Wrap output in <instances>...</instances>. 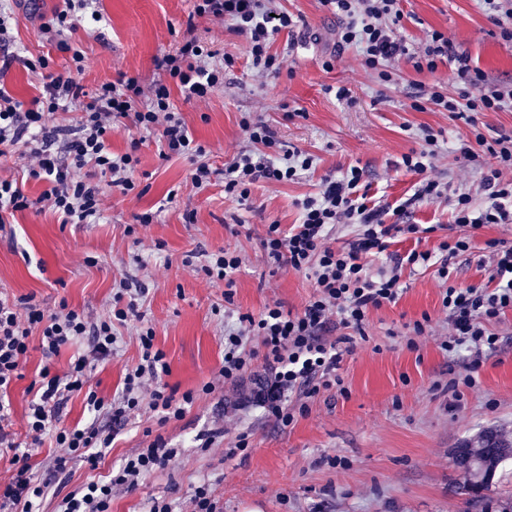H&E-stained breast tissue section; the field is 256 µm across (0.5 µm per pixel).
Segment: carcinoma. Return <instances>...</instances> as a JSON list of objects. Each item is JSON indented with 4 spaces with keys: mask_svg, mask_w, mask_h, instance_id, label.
I'll return each instance as SVG.
<instances>
[{
    "mask_svg": "<svg viewBox=\"0 0 512 512\" xmlns=\"http://www.w3.org/2000/svg\"><path fill=\"white\" fill-rule=\"evenodd\" d=\"M454 467L469 476L464 494L481 505L482 512H512V494H495L499 466L512 460V437L492 425L473 439L463 440L450 450Z\"/></svg>",
    "mask_w": 512,
    "mask_h": 512,
    "instance_id": "carcinoma-1",
    "label": "carcinoma"
}]
</instances>
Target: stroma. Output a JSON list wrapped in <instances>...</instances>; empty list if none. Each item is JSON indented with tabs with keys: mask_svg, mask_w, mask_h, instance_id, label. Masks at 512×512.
<instances>
[{
	"mask_svg": "<svg viewBox=\"0 0 512 512\" xmlns=\"http://www.w3.org/2000/svg\"><path fill=\"white\" fill-rule=\"evenodd\" d=\"M275 5L301 22L295 37L276 36L272 50L282 66L268 77L251 70L247 41L228 24L189 21L192 0H94L91 16L71 35L85 56L82 82L90 90L122 73L152 79L157 59L174 52L187 36L212 44L234 59L223 85L202 101L187 102L179 91L171 93L204 145L206 162L220 169L236 155L246 140L240 120L248 116L314 154L317 164L299 182L255 185L242 206L225 197L223 183L204 191L193 187L192 161L161 159L150 137L140 150V180L148 192L140 198L106 192L102 223L63 225L52 211L32 208L16 212L0 230V292L10 297L32 295L51 309L64 301L94 321L106 315L114 281L135 279L145 290L142 310L155 329V344L170 364L169 387L179 395L196 394L182 419L161 425L148 412L131 417L93 470L78 461L66 475H54L59 450L44 438L30 460L38 478L51 487L39 512H54L57 492L105 479L151 434L162 435L179 453L166 470L135 488H114L112 512H147L155 498L168 500L173 512H192L194 489L203 482L224 512H467L451 448L487 424L512 436V312L502 326L499 348L481 359L477 386L449 387L462 364L439 346L448 327L440 309L441 283L430 269L404 273L407 290L398 303L370 312L369 341L357 345L340 370L348 396L320 393L295 425L281 428L257 406L242 405L264 374L259 367L240 383L201 394L224 358V285L200 272L206 255L224 248L241 254L234 311L256 314L276 301L300 310L312 283L285 269L270 273L259 246L266 224L287 228L298 223L297 200L313 193L322 177L352 165L365 170L369 196L393 209L412 194L416 181L395 166L415 146L407 127L441 129L451 141L466 130L450 113L409 107L415 83L452 86L448 67L430 74L404 63L394 84L379 86L355 49L336 52L340 21L319 0H275ZM400 7L410 41L424 40L432 29L446 31L491 78L512 81V43L499 37L478 0H401ZM13 12V51L38 57L43 52L39 17L18 4ZM329 56L334 62L327 71L322 63ZM336 86L348 88L350 100H336ZM171 191L176 194L172 200L167 197ZM154 205L160 208L155 223L127 234L133 213ZM410 221L442 224L446 231L419 241L397 239L393 250H433L442 235L457 232L451 206L444 202L417 206ZM490 239L512 244V224L475 231L472 250L455 260L457 284H488ZM159 240L165 250H155ZM138 255L143 258L139 264L134 261ZM424 314L430 315L434 333L419 337L416 348H408L403 337L389 336V329ZM137 328L134 321L119 327L117 353L92 372L90 384L100 396L118 393L126 367L137 363ZM43 363L40 349H32L24 380L9 392L12 430L21 441L26 438L27 388ZM240 425L251 431V448L247 455L225 460L218 433ZM208 437L212 447L201 449ZM335 457L347 460V468L333 467Z\"/></svg>",
	"mask_w": 512,
	"mask_h": 512,
	"instance_id": "obj_1",
	"label": "stroma"
}]
</instances>
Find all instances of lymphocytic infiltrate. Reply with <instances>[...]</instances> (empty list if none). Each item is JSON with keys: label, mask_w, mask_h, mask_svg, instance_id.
Instances as JSON below:
<instances>
[{"label": "lymphocytic infiltrate", "mask_w": 512, "mask_h": 512, "mask_svg": "<svg viewBox=\"0 0 512 512\" xmlns=\"http://www.w3.org/2000/svg\"><path fill=\"white\" fill-rule=\"evenodd\" d=\"M90 0H59L51 16L43 17L40 37L49 51L24 60L41 88L30 102L13 97L0 87V158L21 154L30 179L46 183V190L30 200L18 183L0 178V224L8 216L33 206L51 210L64 224H96L103 217L102 198L107 190L142 197L136 177L139 151L145 138L157 136L159 155L196 159L191 173L196 189L224 178V193L246 203L252 187L260 182L286 184L298 181L316 166L313 154L283 142L266 122L242 118L240 126L247 143L215 169L204 163L206 150L199 144L170 101L172 89L186 99L203 100L224 82L230 56L220 55L198 38L185 40L157 64L151 91H144L143 78L120 75L89 90L79 76L84 57L74 50L69 35L85 15ZM271 0H195L199 18L228 24L245 37L252 69L263 74L280 70L271 46L282 32H294L293 15L272 12ZM341 21L336 31L338 49L355 48L363 67L383 85L393 84L400 63H411L419 72H436L439 66L453 71L454 87L418 84L410 104L422 112L430 108L450 113L467 127L458 135L457 159L480 170L479 186L451 188L447 179L429 177L443 153V131L428 126L412 132L417 148L402 155L398 166L417 175L413 194L395 212L400 221L386 223L385 207L369 203L365 193V171L353 165L338 175L322 178L316 193L299 200L300 221L290 228L268 224L260 248L271 271L288 269L304 274L313 292L302 311L284 310L280 303L266 304L258 314L241 313L224 328V362L215 380L205 383L203 393H213L226 382H237L255 363H262L266 375L253 389L250 400L262 408L265 418L289 427L308 411L309 399L321 392L347 389L339 373L345 356L358 340L366 338L370 311L397 303L405 292L403 269L434 268L442 282L440 306L450 333L441 350L455 357L468 352L460 383L468 388L478 383L480 359L495 351L501 339L500 326L512 311V245L488 241L493 265L487 287H461L454 283V259L472 248L471 230L488 224H512V133L486 135L476 115L512 109V83L490 79L458 52L447 33L430 30L418 44L401 35L403 13L400 0H320ZM71 55L72 69L61 74L51 69L52 51ZM79 105L81 116L75 124L47 127L46 117ZM135 128L126 152H113L110 138L124 127ZM451 199L452 218L462 235L441 241L436 251L405 253L391 251L397 237L423 234L421 225L408 223L410 209L420 203ZM355 226L354 238L336 246L337 226ZM243 261L233 251L222 249L208 254L201 267L212 281L224 284V301L233 303L234 287ZM108 318L91 321L84 313L59 303L50 311L34 296L10 299L0 296V391L24 377V365L32 345H39L44 357L58 354L62 347L90 339L88 355L75 360L64 373L43 366L38 380L30 385L33 398L28 406L27 435L33 442L50 436L64 453L54 460L53 470L63 475L72 461L97 465L104 449L111 447L114 429L132 413L148 406L159 423L181 419L193 393L175 398L165 381L170 372L162 350L155 346V329L145 323L141 310L142 289L132 279L113 285ZM140 323V361L126 369L123 388L112 399L99 397L89 384L97 364L111 359L119 343V326ZM83 395L90 422L67 429L58 424L61 407L73 396ZM11 407L0 400V461H8L15 475L0 487V512H36L45 484L30 464L28 446L16 441L9 431ZM177 451L163 436L131 455L112 471L108 481L89 482L67 493L57 512H112V490L135 487L143 477L166 469Z\"/></svg>", "instance_id": "1"}]
</instances>
